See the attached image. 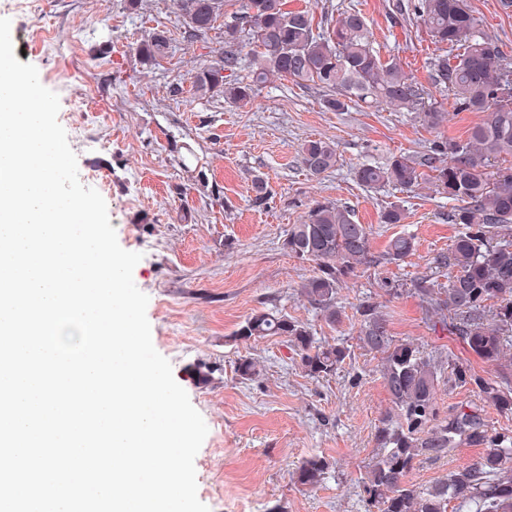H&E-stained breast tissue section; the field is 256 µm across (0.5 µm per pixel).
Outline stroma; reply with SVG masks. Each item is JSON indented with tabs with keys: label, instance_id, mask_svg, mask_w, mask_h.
<instances>
[{
	"label": "stroma",
	"instance_id": "obj_1",
	"mask_svg": "<svg viewBox=\"0 0 512 512\" xmlns=\"http://www.w3.org/2000/svg\"><path fill=\"white\" fill-rule=\"evenodd\" d=\"M396 2L288 0V6L311 9L318 19L361 11L382 59L430 86L429 64L440 48L416 17L396 11ZM0 17L11 21L21 63L34 65L41 83L58 94V120L69 140L83 143L76 153L81 183L104 198L120 246L142 255L133 279L149 298L153 345L208 426L195 457L199 500L210 512H364L359 479L392 403L378 358L356 344L359 300L387 301L396 339L488 377L495 369L433 328L411 291L413 280L434 273V257L448 251L458 232L448 221V200L428 183L412 193L369 191L355 182L353 169L367 158L421 155L434 141L466 138L476 114L449 112L437 132L415 115L389 109L328 112L314 86L277 80L243 108L199 96L190 75L221 46L224 25L216 23L206 38H189L172 0H144L137 11L124 0H0ZM157 27L168 31L172 54L150 69L134 48ZM318 138L335 143L337 162L314 177L299 147ZM201 167L206 188L195 181ZM258 177L268 190L261 202L251 192ZM325 199L353 209L356 221L370 226L374 256L397 234L415 238L403 262L346 280L338 292L345 315L333 326L295 293L312 275V263L283 247L289 225ZM393 204L404 209V223H381V212ZM388 283L400 286L397 298L387 299ZM259 310L308 323L318 339L350 345V357L335 375L311 379L285 338L238 337L240 325ZM244 357L259 362L258 378L238 375ZM198 370L208 373V383H196ZM479 454L459 446L444 459L417 463L408 480L428 487ZM313 457L328 461L331 476L314 488L299 485L295 470Z\"/></svg>",
	"mask_w": 512,
	"mask_h": 512
}]
</instances>
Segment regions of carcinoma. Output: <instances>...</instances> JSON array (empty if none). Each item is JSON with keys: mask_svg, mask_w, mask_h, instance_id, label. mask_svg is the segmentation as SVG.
Returning a JSON list of instances; mask_svg holds the SVG:
<instances>
[{"mask_svg": "<svg viewBox=\"0 0 512 512\" xmlns=\"http://www.w3.org/2000/svg\"><path fill=\"white\" fill-rule=\"evenodd\" d=\"M224 2L174 0V5L189 35L201 39L224 17ZM408 8L435 44L460 49L452 62L446 55L433 58L430 78L454 93L456 111L474 112L479 120L464 140L441 141L422 156L363 162L354 178L369 191L393 186L411 192L427 181L452 203L448 219L461 231L449 251L434 258L448 271V287L423 276L413 282V294L442 330L498 371L485 377L467 364L394 339L386 305L370 296L362 300L355 307L357 345L380 357L392 403L375 435L378 452L361 476L363 502L366 512H448L452 501L469 512H512V429L490 426L485 413L487 407L512 413V359H506L512 347V162H507L512 158V95H500L512 88V56L483 29L470 0H409ZM169 49L167 31L155 28L136 53L144 65L156 68ZM244 55L249 62L245 81L234 77ZM272 79L320 88L327 112L364 104L413 112L433 130L448 121L443 102L397 63L381 59L366 17L356 10L316 25L310 10H290L287 0H244L224 23L223 46L191 74L196 93L222 97L238 108L251 104ZM300 156L313 177L336 166L334 143L321 138L304 141ZM370 235L368 225L333 201L315 202L288 229L283 242L288 254L314 263L313 274L300 282L296 294L329 326L342 320L336 295L346 279L383 259L402 262L415 250L413 236L400 234L380 259L370 251ZM237 336L245 341L285 338L315 380L335 374L350 356L345 344L319 342L308 324L282 313L250 315ZM260 371L251 358L237 364V373L247 380ZM447 371L455 383L475 391L481 404L441 416L437 390ZM463 444L482 448L481 456L424 489L406 481L416 462L440 460ZM329 476V463L320 457L303 461L295 472L296 483L309 487Z\"/></svg>", "mask_w": 512, "mask_h": 512, "instance_id": "carcinoma-1", "label": "carcinoma"}]
</instances>
